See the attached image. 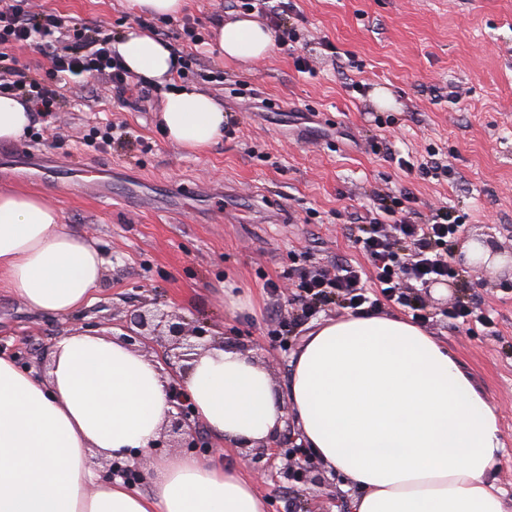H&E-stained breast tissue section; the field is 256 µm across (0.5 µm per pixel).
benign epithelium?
<instances>
[{
	"label": "benign epithelium",
	"mask_w": 512,
	"mask_h": 512,
	"mask_svg": "<svg viewBox=\"0 0 512 512\" xmlns=\"http://www.w3.org/2000/svg\"><path fill=\"white\" fill-rule=\"evenodd\" d=\"M124 334L120 339L130 348L149 344V337H168V344L161 351L160 360L166 373L172 378L170 386V403L174 413L169 416L160 439L151 449L158 452L164 448H186L195 452H207L212 444L201 436V424L193 417L191 402L187 399L181 384L182 375L193 360L192 354L204 346L202 339L207 336L204 327L195 325L188 328L173 315L155 307L135 306L127 310ZM284 434L277 431L259 444L245 445L247 451L241 459L258 474H265L272 461L281 457L285 460V473L300 483L318 482L321 474L310 456L303 454L299 446L286 447L282 441ZM104 473L108 477L123 476L127 481L138 484L144 479V470L137 464H123L117 460L102 462Z\"/></svg>",
	"instance_id": "benign-epithelium-1"
}]
</instances>
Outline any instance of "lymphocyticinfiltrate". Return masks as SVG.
<instances>
[{"label": "lymphocytic infiltrate", "mask_w": 512, "mask_h": 512, "mask_svg": "<svg viewBox=\"0 0 512 512\" xmlns=\"http://www.w3.org/2000/svg\"><path fill=\"white\" fill-rule=\"evenodd\" d=\"M61 25L56 14L31 12L28 0H0V59L15 46L30 43L35 33H48ZM111 43V35L103 33L100 25L73 28L67 45L42 46L46 71L56 78L68 74L86 79L103 76L113 86L124 87L130 75L113 55ZM0 94L18 96L40 115L56 111L61 99L60 92L44 79L25 76L9 66H0ZM411 198L406 189L399 195L383 197L378 213L367 217L359 242L370 263L369 270L345 265L334 271L319 268L301 275L299 287L306 300L303 314L314 315L318 308L336 302L353 313L369 314L386 300L421 318L424 306L419 298L404 291L403 277L410 273L423 283L445 280L449 269L442 249L460 233L462 223L460 216L446 207L426 224L398 220V210ZM368 279L378 288V298L369 296L364 285Z\"/></svg>", "instance_id": "obj_1"}]
</instances>
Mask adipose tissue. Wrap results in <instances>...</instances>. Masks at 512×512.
<instances>
[{
  "instance_id": "adipose-tissue-1",
  "label": "adipose tissue",
  "mask_w": 512,
  "mask_h": 512,
  "mask_svg": "<svg viewBox=\"0 0 512 512\" xmlns=\"http://www.w3.org/2000/svg\"><path fill=\"white\" fill-rule=\"evenodd\" d=\"M224 59H261L274 34L243 17L213 29ZM112 49L125 68L166 89L163 130L199 153L228 116L192 87L168 90L179 67L169 44L138 26ZM105 260L70 230L60 207L0 192V287L30 310L71 315L88 305ZM287 398L269 373L212 339L183 388L209 432L235 445L268 438L293 417L300 441L358 494L353 512H512L489 478L504 443L497 410L456 357L420 325L394 316L324 321L295 354ZM170 378L152 357L105 330L59 339L46 377L0 355V512H266L241 463L178 454L153 458L148 493L98 479L96 457L128 460L169 419Z\"/></svg>"
}]
</instances>
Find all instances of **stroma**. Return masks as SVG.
I'll return each mask as SVG.
<instances>
[{
  "instance_id": "obj_1",
  "label": "stroma",
  "mask_w": 512,
  "mask_h": 512,
  "mask_svg": "<svg viewBox=\"0 0 512 512\" xmlns=\"http://www.w3.org/2000/svg\"><path fill=\"white\" fill-rule=\"evenodd\" d=\"M299 37L258 61L223 59L201 45L203 62L223 71L184 82L221 102L231 135L204 153L170 144L151 85L125 92L104 79L70 77L73 95L58 112L34 117L18 140L0 142V191L43 195L64 222L96 242L107 264L93 303L61 318L39 315L0 288V352L44 370L42 350L70 330L121 324L129 305L155 302L225 342L240 340L286 394L302 340L337 305L302 318V272L367 266L357 238L375 192L410 189L402 214L428 223L447 206L462 237L512 251V0H290ZM66 26L102 24L122 35L137 24L188 50L181 18L137 16L126 0H32ZM337 52L329 54L323 41ZM306 59L313 73L300 72ZM126 123L124 144L104 142L107 124ZM436 151L453 174L422 178ZM105 168L112 205L68 198L57 181L70 170ZM447 281L404 287L425 305V328L448 344L476 387L498 408L505 448L490 473L512 498V275L462 263L449 248ZM247 294L236 313L215 289ZM475 313L449 318L454 305ZM267 512H352L338 478L291 483L280 469L260 478Z\"/></svg>"
}]
</instances>
